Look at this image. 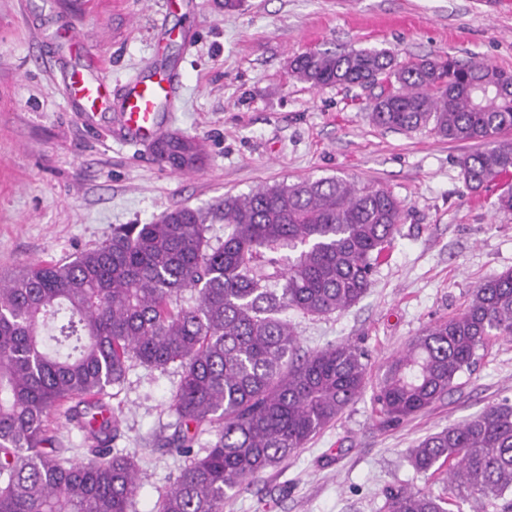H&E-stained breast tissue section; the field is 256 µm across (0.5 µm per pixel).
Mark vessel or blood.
<instances>
[{"mask_svg":"<svg viewBox=\"0 0 512 512\" xmlns=\"http://www.w3.org/2000/svg\"><path fill=\"white\" fill-rule=\"evenodd\" d=\"M147 73L122 87L120 121L127 139L146 140L159 137L165 127L164 112L170 108L178 90L175 73L147 64ZM70 98L86 121H95L105 104L112 101V85L99 76L72 70Z\"/></svg>","mask_w":512,"mask_h":512,"instance_id":"obj_1","label":"vessel or blood"}]
</instances>
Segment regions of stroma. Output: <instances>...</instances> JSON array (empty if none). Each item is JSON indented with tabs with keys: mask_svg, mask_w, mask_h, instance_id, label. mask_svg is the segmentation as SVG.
Masks as SVG:
<instances>
[{
	"mask_svg": "<svg viewBox=\"0 0 512 512\" xmlns=\"http://www.w3.org/2000/svg\"><path fill=\"white\" fill-rule=\"evenodd\" d=\"M70 2L0 0V274L72 257L114 225L205 211L261 185L337 176L390 189L407 218L368 293L328 317L291 316L302 350L342 342L365 353L362 398L224 512H381L399 485L471 512L445 475L417 473L408 455L427 435L512 403V338L490 337L450 394L401 425H381L373 394L390 357L512 269V214L496 210L494 192L466 186L459 161L472 144L377 127L368 106L379 87L314 89L289 65L309 50L385 49L401 62L447 54L512 71V0H240L232 11L215 0H81L77 12ZM151 59L179 74L166 128L204 141L198 172L162 167L146 142L121 135L116 112L89 123L68 97L74 63L117 86ZM179 381L177 366L137 365L107 398L121 421L115 447L141 460L133 512H153L185 464L160 447Z\"/></svg>",
	"mask_w": 512,
	"mask_h": 512,
	"instance_id": "1",
	"label": "stroma"
}]
</instances>
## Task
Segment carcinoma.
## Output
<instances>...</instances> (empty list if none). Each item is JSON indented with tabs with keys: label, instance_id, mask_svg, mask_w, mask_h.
<instances>
[{
	"label": "carcinoma",
	"instance_id": "carcinoma-1",
	"mask_svg": "<svg viewBox=\"0 0 512 512\" xmlns=\"http://www.w3.org/2000/svg\"><path fill=\"white\" fill-rule=\"evenodd\" d=\"M313 88L374 85L388 92L371 121L484 148L460 159L477 194L512 213V73L449 55L399 63L387 50L306 51L291 62ZM158 162L195 172L204 142L167 133ZM228 224L224 240L208 236ZM406 220L390 190L338 177L224 195L208 212L180 207L153 224H119L68 260H39L0 276V512H131L142 482L136 454L109 447L120 419L102 396L131 365L181 368L163 438L187 464L155 512H224L267 469L305 447L363 395L364 353L348 343L297 354L288 311L305 317L358 303L386 245ZM491 336L512 338V270L480 284L459 315L426 328L392 357L373 396L388 425L427 410L471 370ZM84 435L73 460L52 426ZM216 428L198 451L183 427ZM424 475L442 470L472 512H512V405L496 404L432 433L411 450ZM447 500L408 487L382 512H447Z\"/></svg>",
	"mask_w": 512,
	"mask_h": 512
}]
</instances>
